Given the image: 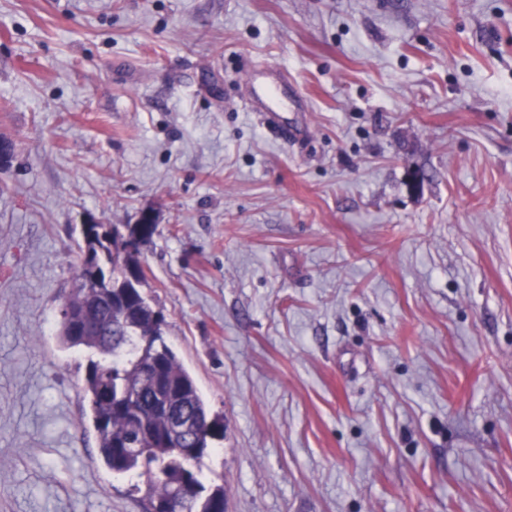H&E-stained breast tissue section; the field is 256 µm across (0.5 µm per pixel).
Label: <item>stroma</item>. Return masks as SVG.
I'll use <instances>...</instances> for the list:
<instances>
[{
    "instance_id": "stroma-1",
    "label": "stroma",
    "mask_w": 512,
    "mask_h": 512,
    "mask_svg": "<svg viewBox=\"0 0 512 512\" xmlns=\"http://www.w3.org/2000/svg\"><path fill=\"white\" fill-rule=\"evenodd\" d=\"M0 136V512H144L56 332L145 211L226 512H512V0H0ZM249 76L253 80L262 79L264 84H269L267 87L273 88L277 95L275 98H270L266 96L267 104L264 100L263 96H257L255 99L256 107H253L256 111L262 112L263 116L267 120L268 123L274 126H278L281 129L283 135L292 134V130L283 129L279 124V113L277 112L279 105V85L288 84V75L283 72H275V71H265V72H256L251 71Z\"/></svg>"
}]
</instances>
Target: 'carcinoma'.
I'll return each mask as SVG.
<instances>
[{
	"mask_svg": "<svg viewBox=\"0 0 512 512\" xmlns=\"http://www.w3.org/2000/svg\"><path fill=\"white\" fill-rule=\"evenodd\" d=\"M156 225L95 224L82 228V259L63 305L57 341L88 353L80 390L83 415L97 434L100 456L116 475H132L149 512H217L224 486L203 481L204 459L224 438V419L213 415L191 373L165 339L162 312L128 272L141 259L126 249L135 233L149 242ZM109 269L93 278L90 264ZM187 412L200 422L186 443L170 435L169 414ZM196 448L185 465L176 448Z\"/></svg>",
	"mask_w": 512,
	"mask_h": 512,
	"instance_id": "1",
	"label": "carcinoma"
}]
</instances>
